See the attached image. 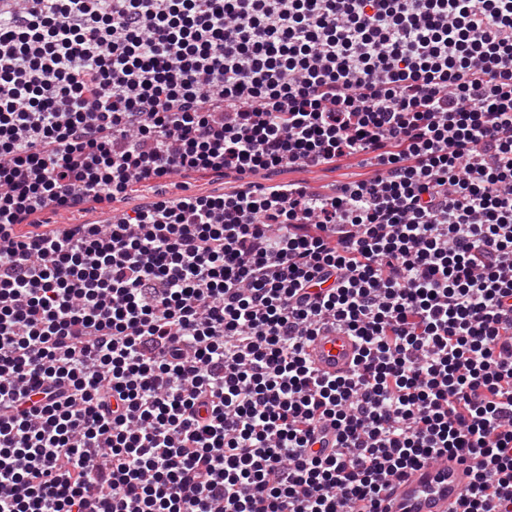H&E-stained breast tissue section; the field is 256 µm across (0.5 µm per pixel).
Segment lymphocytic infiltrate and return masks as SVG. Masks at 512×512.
<instances>
[{
  "label": "lymphocytic infiltrate",
  "mask_w": 512,
  "mask_h": 512,
  "mask_svg": "<svg viewBox=\"0 0 512 512\" xmlns=\"http://www.w3.org/2000/svg\"><path fill=\"white\" fill-rule=\"evenodd\" d=\"M448 454L512 512V0H0V512H379ZM359 169H346V168H329L326 170H312L305 171L299 169H286L283 172L274 176L275 180L278 181H288L303 179L306 182L313 183L316 188L320 190L331 189L332 185H336V183L344 181L346 178V174L351 172H358ZM177 181V186L174 187V183L168 184L166 182H158L157 184H165L168 187V190L172 191V189L179 187H185L187 189V193H216L221 194L224 193V187L226 190L235 188L240 181L233 174H219L212 171H199V172H191L183 177L175 178ZM359 343L353 336L324 328L306 347V357L323 376L347 374L359 353Z\"/></svg>",
  "instance_id": "1"
}]
</instances>
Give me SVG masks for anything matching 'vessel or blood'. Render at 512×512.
<instances>
[{
	"mask_svg": "<svg viewBox=\"0 0 512 512\" xmlns=\"http://www.w3.org/2000/svg\"><path fill=\"white\" fill-rule=\"evenodd\" d=\"M358 353L354 337L332 328L322 329L306 347L308 360L324 376L347 374ZM480 463L476 456L451 455L416 465L389 481L383 508L385 512H461Z\"/></svg>",
	"mask_w": 512,
	"mask_h": 512,
	"instance_id": "1",
	"label": "vessel or blood"
}]
</instances>
